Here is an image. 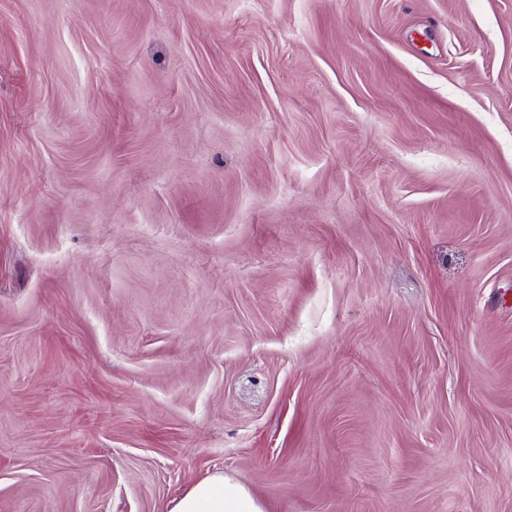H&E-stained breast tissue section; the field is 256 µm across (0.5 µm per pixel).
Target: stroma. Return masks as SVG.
Masks as SVG:
<instances>
[{
	"label": "stroma",
	"instance_id": "stroma-1",
	"mask_svg": "<svg viewBox=\"0 0 512 512\" xmlns=\"http://www.w3.org/2000/svg\"><path fill=\"white\" fill-rule=\"evenodd\" d=\"M512 512V0H0V512ZM169 512H265L260 501L224 472H215L176 498Z\"/></svg>",
	"mask_w": 512,
	"mask_h": 512
}]
</instances>
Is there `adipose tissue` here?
Segmentation results:
<instances>
[{"instance_id": "1", "label": "adipose tissue", "mask_w": 512, "mask_h": 512, "mask_svg": "<svg viewBox=\"0 0 512 512\" xmlns=\"http://www.w3.org/2000/svg\"><path fill=\"white\" fill-rule=\"evenodd\" d=\"M169 512H264V508L245 486L216 472L176 498Z\"/></svg>"}]
</instances>
